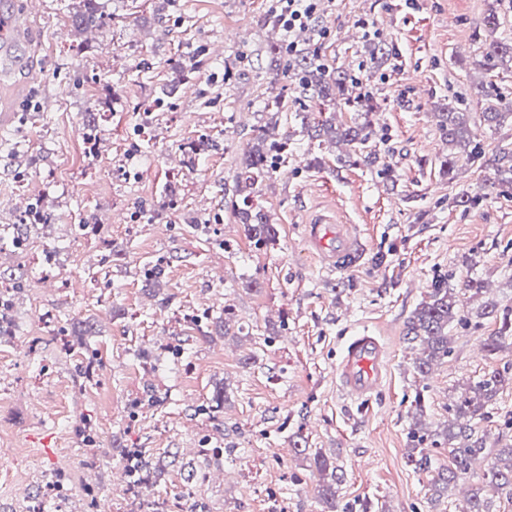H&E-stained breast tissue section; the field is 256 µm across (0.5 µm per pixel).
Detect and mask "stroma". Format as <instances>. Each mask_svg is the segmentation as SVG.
Here are the masks:
<instances>
[{
	"label": "stroma",
	"mask_w": 512,
	"mask_h": 512,
	"mask_svg": "<svg viewBox=\"0 0 512 512\" xmlns=\"http://www.w3.org/2000/svg\"><path fill=\"white\" fill-rule=\"evenodd\" d=\"M72 2L45 0L26 18L23 69L0 81V98L18 85L38 103L12 112L0 134V199L13 203L0 225L36 200L52 216L25 252L0 253V286L20 285L11 333L0 338V448L13 451L0 466V512H96L101 499L112 512H320L315 450L344 470L340 504L461 512L493 447L512 440V384L481 423L488 450L470 480L436 504L427 474L407 462L414 400L423 393L424 426L446 428L462 384L512 362L511 351H484L498 323L476 315L486 302L512 308V185L487 191L495 169L466 163L443 177L451 148L436 112L461 96L485 155L512 147V123L488 126L475 90L485 18L496 12L498 34L512 37V0H321L330 36L320 53L362 71L370 93L330 113L339 124L371 123L385 154L375 166L341 161L336 145L303 135L299 115L313 103L294 70L271 66L269 0H98L116 21L82 33L67 16ZM368 28L392 44L383 68L369 65ZM230 31L238 39L226 40ZM102 78L120 101L99 116L90 155L81 133ZM163 84L175 105L143 130V104ZM279 98L287 108H276ZM269 121L293 154L258 189L279 228L276 245L258 249L224 189ZM200 138L204 150L186 166L181 149ZM135 144L139 174L117 176ZM462 193L476 205L449 204ZM134 212L139 223L113 220ZM90 214L98 230L85 228ZM317 214L354 225V265L324 270L303 235ZM196 218L213 233L198 232ZM379 251L390 259L381 268L370 263ZM156 263L164 272L146 285L142 270ZM440 276L469 321L453 324L452 354L422 377L406 323ZM470 280L483 293H466ZM77 320L95 336L75 335ZM362 329L383 344L386 371L371 400L356 403L336 368ZM150 393L157 401L147 407ZM221 393L215 422L203 409ZM82 416L105 450L91 467L75 432ZM130 448L162 464L137 494L125 476ZM56 456L69 461L61 499L41 490Z\"/></svg>",
	"instance_id": "stroma-1"
}]
</instances>
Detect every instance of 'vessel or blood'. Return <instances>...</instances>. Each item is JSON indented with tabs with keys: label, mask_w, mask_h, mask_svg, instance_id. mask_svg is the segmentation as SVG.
<instances>
[{
	"label": "vessel or blood",
	"mask_w": 512,
	"mask_h": 512,
	"mask_svg": "<svg viewBox=\"0 0 512 512\" xmlns=\"http://www.w3.org/2000/svg\"><path fill=\"white\" fill-rule=\"evenodd\" d=\"M304 236L328 269L344 267L358 245L351 225L323 215L314 216L305 224ZM384 368L385 351L379 340L365 331L357 333L347 344L336 369L343 394L352 400L370 398L384 380Z\"/></svg>",
	"instance_id": "b4317fda"
}]
</instances>
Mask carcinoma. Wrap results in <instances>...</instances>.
Here are the masks:
<instances>
[{"label":"carcinoma","instance_id":"cac0c4a2","mask_svg":"<svg viewBox=\"0 0 512 512\" xmlns=\"http://www.w3.org/2000/svg\"><path fill=\"white\" fill-rule=\"evenodd\" d=\"M93 0H83V8L73 12L71 20L75 25L84 28L101 29L106 20L92 5ZM370 60L375 67H380L390 60L392 51L381 41L373 42L369 50ZM295 69L302 74L305 88L312 90L319 105L329 106L338 96L359 97L358 89L362 84L352 80L349 73L338 68H329L320 62L318 51L311 48L309 40L297 42L293 55ZM482 68L492 73L497 69L505 70L512 64V38L506 36L493 37L482 46ZM492 83L480 86V94L486 107L482 117L487 124H497L509 117L512 119V109L502 111L503 102L491 93ZM470 113L451 103L442 107L439 129L448 144L458 149V154L448 155L441 161L440 169L448 179H453L459 159L463 158L470 164L480 163L482 166H492L497 172L512 175V148L502 149L493 158L487 159L480 143L474 140L469 130ZM301 125L309 137H326L337 144L359 149L363 153V162L374 165L379 162L377 150L368 148L373 140V131L367 123L361 125L335 126L328 119L320 120L314 112H307L301 118ZM272 161L265 148L257 147L252 150L246 160V166L241 176L237 177L232 193L241 199L234 205L235 213L241 223L247 228L248 238L259 248L278 238L276 225L269 223L267 215L254 203L255 188L270 178ZM37 223L30 222L14 224L0 231V251H19L23 249ZM458 311L453 289L448 287V279L435 280L428 293V300L421 302L407 323L406 336L411 343L421 347L420 356L416 358L415 368L421 376H426L434 363L447 358L451 352V339L448 327L457 320ZM512 339V309L502 311L500 326L495 334L485 342V350L495 354L506 348L507 340ZM512 380V364L501 369H495L470 382L464 388L456 403L455 421L448 424L442 439H430L420 428L411 432L412 448L407 455L408 463L417 472H428L431 468V453L442 446L448 447V468L437 472L430 479L431 490L440 495L448 491V486L465 478L471 469L473 458L486 451L485 434L478 427L480 421L489 414L499 387L507 380ZM78 431L86 437L87 457L96 462L104 450L99 443L93 424L83 419L78 425ZM127 464L129 482L132 486L141 487V469L143 466L142 452L139 448L128 450ZM315 464L323 478L321 495L326 508L336 509V488L343 482L344 474L337 466H332L315 454ZM487 485L512 500V443L503 444L496 449L495 461L485 475ZM467 512H492L491 502L484 497V486L472 490Z\"/></svg>","mask_w":512,"mask_h":512}]
</instances>
